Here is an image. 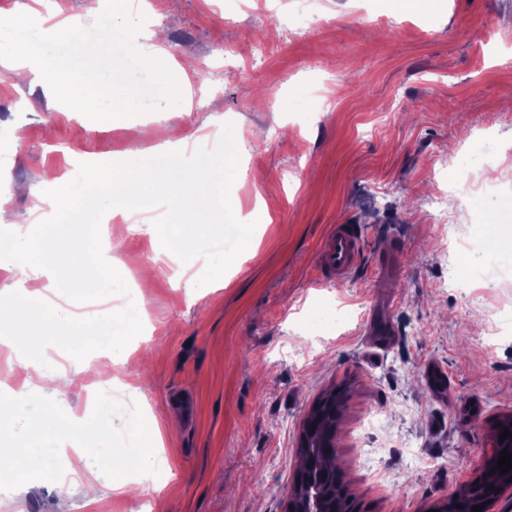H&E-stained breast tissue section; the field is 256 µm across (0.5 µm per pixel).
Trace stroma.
Instances as JSON below:
<instances>
[{
    "label": "stroma",
    "mask_w": 512,
    "mask_h": 512,
    "mask_svg": "<svg viewBox=\"0 0 512 512\" xmlns=\"http://www.w3.org/2000/svg\"><path fill=\"white\" fill-rule=\"evenodd\" d=\"M104 5L45 0L34 18L88 27ZM131 14L160 32L170 63L192 52L181 103L97 122L0 63V221L30 223L38 194L105 178L111 157L154 146L164 120L188 149L156 161L186 184L182 207L209 216L201 247L224 268L179 266L180 227L160 208L146 215L155 236L123 234L108 255L80 233L89 291L47 292L72 325L24 361L0 359L7 380L44 364L75 378L26 407L54 434L38 453L19 450L17 474L0 471V512H57L63 485L72 512H88V483L102 512L160 500L167 512H284L302 424L334 386L347 393L336 465L356 512H431L483 473L493 426L512 414V330L491 331L492 311L512 304V254H498L505 277L486 287L464 248L443 252L428 207L443 191L468 240L512 235V0H433L426 15L319 0L317 19L294 16L289 33L238 0H141ZM201 143L227 167L196 186ZM339 224L363 253L338 282L319 254ZM145 274L153 291L127 320ZM191 287L205 300L191 302ZM101 311L123 363L94 337ZM146 355L152 384L139 390ZM108 379L120 394L103 411ZM148 422L162 434L159 465L128 497L109 478Z\"/></svg>",
    "instance_id": "1"
}]
</instances>
